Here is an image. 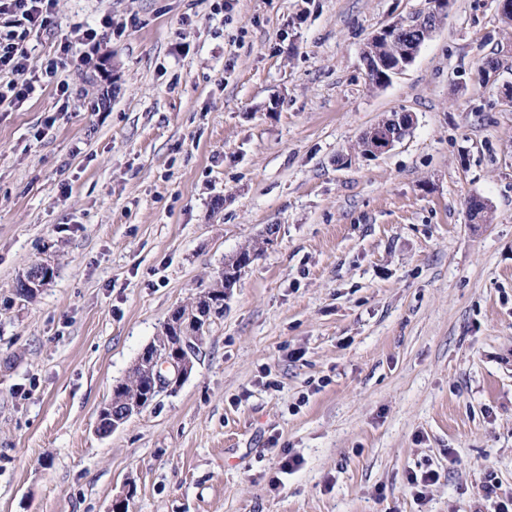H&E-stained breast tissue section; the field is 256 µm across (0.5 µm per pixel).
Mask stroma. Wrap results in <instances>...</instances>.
I'll list each match as a JSON object with an SVG mask.
<instances>
[{
  "label": "stroma",
  "mask_w": 512,
  "mask_h": 512,
  "mask_svg": "<svg viewBox=\"0 0 512 512\" xmlns=\"http://www.w3.org/2000/svg\"><path fill=\"white\" fill-rule=\"evenodd\" d=\"M217 2L55 0L25 37L37 73L112 18L92 64L0 103V512H109L129 487L128 512H495L512 498V24L496 0H450L376 87L363 44L427 0ZM395 112L412 134L363 155ZM259 241L189 377L100 434L171 311ZM38 263L52 279L14 299ZM429 469L420 502L406 477Z\"/></svg>",
  "instance_id": "stroma-1"
}]
</instances>
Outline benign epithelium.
<instances>
[{
    "instance_id": "7a95c632",
    "label": "benign epithelium",
    "mask_w": 512,
    "mask_h": 512,
    "mask_svg": "<svg viewBox=\"0 0 512 512\" xmlns=\"http://www.w3.org/2000/svg\"><path fill=\"white\" fill-rule=\"evenodd\" d=\"M446 11L445 0H434L430 8L401 19L374 34L370 41L379 42L382 36L397 44L401 68L410 65L420 46L440 29ZM415 120L409 112H400L385 118L363 134L371 144L372 153L381 155L391 150L412 133ZM192 310L195 313L193 329L178 331L181 342L174 347H156L147 345L138 355L135 367L150 373L154 382V392L177 388L191 373L196 359L200 336L198 329H207L215 313V303L209 295L201 293L196 296ZM148 402L135 398L127 402L123 416L112 418V429L125 424L133 415L147 408Z\"/></svg>"
}]
</instances>
